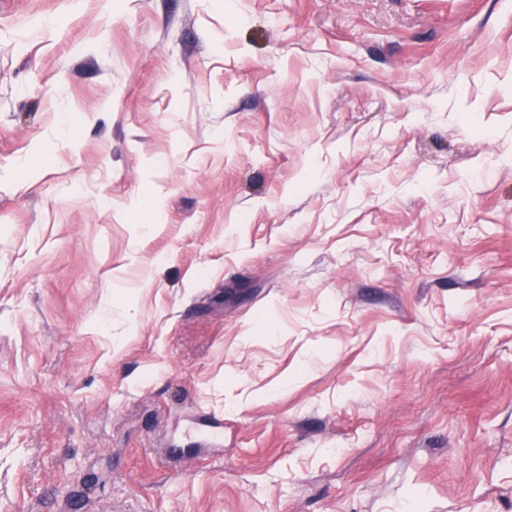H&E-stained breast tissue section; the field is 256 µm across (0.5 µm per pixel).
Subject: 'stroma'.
<instances>
[{
    "instance_id": "obj_1",
    "label": "stroma",
    "mask_w": 512,
    "mask_h": 512,
    "mask_svg": "<svg viewBox=\"0 0 512 512\" xmlns=\"http://www.w3.org/2000/svg\"><path fill=\"white\" fill-rule=\"evenodd\" d=\"M0 512H512V0H0Z\"/></svg>"
}]
</instances>
